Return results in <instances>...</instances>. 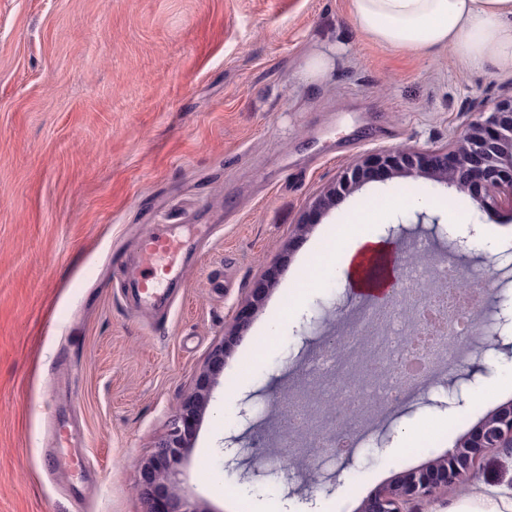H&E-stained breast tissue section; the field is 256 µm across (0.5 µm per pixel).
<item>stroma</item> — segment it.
I'll use <instances>...</instances> for the list:
<instances>
[{
  "mask_svg": "<svg viewBox=\"0 0 512 512\" xmlns=\"http://www.w3.org/2000/svg\"><path fill=\"white\" fill-rule=\"evenodd\" d=\"M312 56L331 60L326 75L307 72ZM511 97L512 75L369 42L348 0H0V512H144L139 465L219 345L224 368L177 475L205 512H357L512 400L499 380L512 353L483 336L485 360L464 367L482 399L391 415L388 445L353 449L332 492L273 476L243 484L224 468L231 435L262 432L272 453H285L279 412L296 364L340 335L359 305L336 263L307 285L294 279L359 202L399 186L431 189L429 213L475 230L485 276L498 279L492 257L512 245V211L478 212L443 184L372 181L314 223L301 218L367 155L443 147ZM449 198L452 216L439 207ZM397 223L399 250L428 234L434 256L447 255L446 232L410 211L361 231L382 240ZM144 225L199 243L171 289L173 309L157 320L140 315L112 268L113 251L134 253ZM270 336L273 347L254 358ZM51 422L75 465L47 450ZM411 429L420 439L400 449ZM476 474L469 490L441 491L423 512L512 500L506 449L489 451Z\"/></svg>",
  "mask_w": 512,
  "mask_h": 512,
  "instance_id": "obj_1",
  "label": "stroma"
}]
</instances>
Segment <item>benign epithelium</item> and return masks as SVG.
<instances>
[{"mask_svg":"<svg viewBox=\"0 0 512 512\" xmlns=\"http://www.w3.org/2000/svg\"><path fill=\"white\" fill-rule=\"evenodd\" d=\"M380 170L453 186L470 194L474 208L482 213L504 205L512 211V98L490 112L478 113L446 147L428 153L411 147L389 149L357 162L310 200L307 215L323 213L336 196L360 188ZM448 244L462 259L473 253L466 237L450 234ZM208 400L209 387L198 385L170 433L141 466L139 488L145 512H203L178 487L176 476L191 435V416ZM494 448L512 450V401L486 415L444 454L400 474L385 489L367 497L358 512H403L407 504L419 506L434 500L442 489L461 492L470 486L476 464ZM224 467L238 471L241 482L248 484L267 475L257 450L236 436L224 439Z\"/></svg>","mask_w":512,"mask_h":512,"instance_id":"7a95c632","label":"benign epithelium"}]
</instances>
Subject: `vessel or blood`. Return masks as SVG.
<instances>
[{"label": "vessel or blood", "instance_id": "obj_1", "mask_svg": "<svg viewBox=\"0 0 512 512\" xmlns=\"http://www.w3.org/2000/svg\"><path fill=\"white\" fill-rule=\"evenodd\" d=\"M184 250L183 238L144 230L138 240L137 265L125 274L131 294L150 307L164 304L166 283L182 276ZM392 261V254L385 250L368 252L358 260L353 281L363 306L376 308L386 304L388 295L381 284L392 268Z\"/></svg>", "mask_w": 512, "mask_h": 512}]
</instances>
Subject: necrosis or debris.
<instances>
[{
  "label": "necrosis or debris",
  "mask_w": 512,
  "mask_h": 512,
  "mask_svg": "<svg viewBox=\"0 0 512 512\" xmlns=\"http://www.w3.org/2000/svg\"><path fill=\"white\" fill-rule=\"evenodd\" d=\"M404 271L405 287L380 310L360 311L356 324L304 365L316 386L308 395L296 386L286 397L288 458L317 453L321 472L339 464L346 449L335 445L338 415L353 417L352 447L368 446L373 428L386 413L442 387L475 350L474 325L483 308L481 294L455 289V267L425 260L423 240ZM288 458L274 457L273 467Z\"/></svg>",
  "instance_id": "1"
}]
</instances>
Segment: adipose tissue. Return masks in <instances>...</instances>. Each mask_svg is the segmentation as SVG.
<instances>
[{
  "instance_id": "obj_1",
  "label": "adipose tissue",
  "mask_w": 512,
  "mask_h": 512,
  "mask_svg": "<svg viewBox=\"0 0 512 512\" xmlns=\"http://www.w3.org/2000/svg\"><path fill=\"white\" fill-rule=\"evenodd\" d=\"M350 14L359 31L381 46L423 56L446 50L466 67L512 74V0H350ZM417 202L403 192L366 199L350 212L349 229L325 243L316 265L339 259L345 280H352L356 259L381 247L357 234V227Z\"/></svg>"
}]
</instances>
